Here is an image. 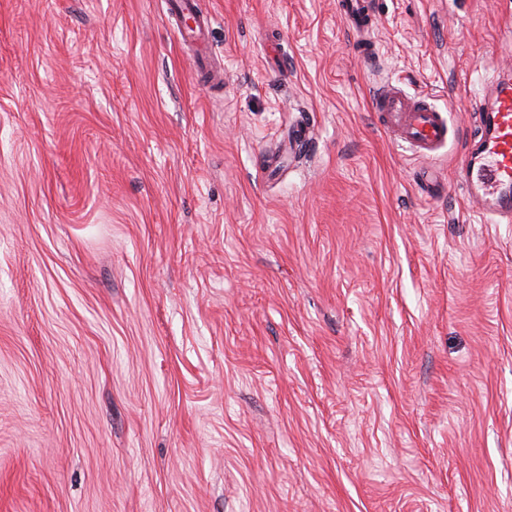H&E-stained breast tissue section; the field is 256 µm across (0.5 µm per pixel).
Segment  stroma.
Listing matches in <instances>:
<instances>
[{"label":"stroma","mask_w":512,"mask_h":512,"mask_svg":"<svg viewBox=\"0 0 512 512\" xmlns=\"http://www.w3.org/2000/svg\"><path fill=\"white\" fill-rule=\"evenodd\" d=\"M167 2L0 0V512H512V0H199L216 87ZM341 14L349 28L356 35L368 33L374 28V11L368 0H341ZM461 182L484 222L512 223V78L486 90L461 167ZM372 106L380 126L407 143L419 157L432 159L448 144V120L426 100L387 84L373 97Z\"/></svg>","instance_id":"obj_1"}]
</instances>
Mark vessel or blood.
<instances>
[{"label":"vessel or blood","instance_id":"obj_1","mask_svg":"<svg viewBox=\"0 0 512 512\" xmlns=\"http://www.w3.org/2000/svg\"><path fill=\"white\" fill-rule=\"evenodd\" d=\"M341 14L356 35L373 28L370 0H340ZM206 17L181 30L196 44L197 70L209 67L211 53ZM380 126L407 143L419 157L431 159L448 143V120L426 100L407 95L396 85L381 88L372 99ZM461 182L485 222L512 223V77L499 76L486 90L477 113V126L461 167Z\"/></svg>","mask_w":512,"mask_h":512}]
</instances>
